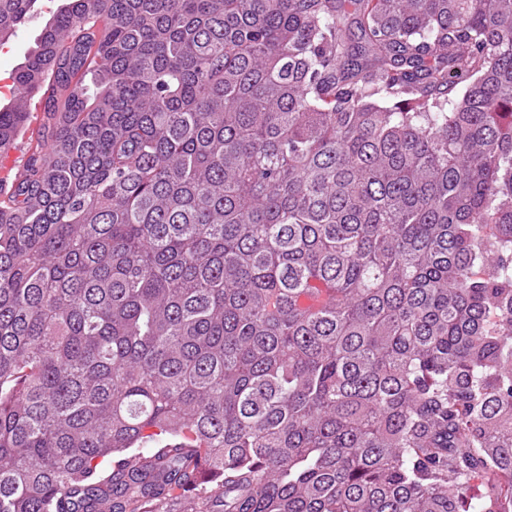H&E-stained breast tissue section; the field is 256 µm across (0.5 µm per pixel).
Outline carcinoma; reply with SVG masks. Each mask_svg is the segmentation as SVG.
Here are the masks:
<instances>
[{
    "label": "carcinoma",
    "mask_w": 512,
    "mask_h": 512,
    "mask_svg": "<svg viewBox=\"0 0 512 512\" xmlns=\"http://www.w3.org/2000/svg\"><path fill=\"white\" fill-rule=\"evenodd\" d=\"M47 86L0 512H512V0H63Z\"/></svg>",
    "instance_id": "cac0c4a2"
}]
</instances>
